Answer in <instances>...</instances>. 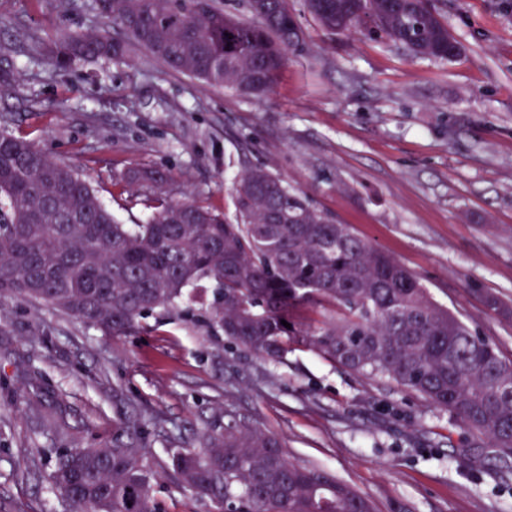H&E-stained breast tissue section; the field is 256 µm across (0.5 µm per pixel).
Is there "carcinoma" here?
<instances>
[{"label":"carcinoma","mask_w":512,"mask_h":512,"mask_svg":"<svg viewBox=\"0 0 512 512\" xmlns=\"http://www.w3.org/2000/svg\"><path fill=\"white\" fill-rule=\"evenodd\" d=\"M254 23L218 0H93L125 39L62 35V61L117 58L131 47L168 69L260 95L275 83L298 28L288 0H245ZM306 0L323 27L357 31L368 17L417 58H444L448 26L426 0ZM155 187L143 224H121L89 179L22 137L0 134V295L71 314L112 336L177 309L187 288L206 293L205 323L231 343L285 362L307 347L340 366L385 378L445 410L472 436L456 449L512 470V360L436 302L383 250L336 224L264 169L235 181L234 218L196 201H174L157 171L128 173ZM329 311L305 323L304 306ZM291 324L286 328L281 321ZM205 448L166 449L167 472L149 448L55 453L50 491L77 489L66 512H165L164 479L214 512H374L331 474L290 459L281 441L233 419Z\"/></svg>","instance_id":"1"}]
</instances>
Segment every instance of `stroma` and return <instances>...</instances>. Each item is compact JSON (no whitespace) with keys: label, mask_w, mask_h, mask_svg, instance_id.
<instances>
[{"label":"stroma","mask_w":512,"mask_h":512,"mask_svg":"<svg viewBox=\"0 0 512 512\" xmlns=\"http://www.w3.org/2000/svg\"><path fill=\"white\" fill-rule=\"evenodd\" d=\"M87 2L0 0V133L88 173L125 224L146 221L150 193L121 181L127 170L165 171L174 199L229 214L233 175L267 169L512 360V0H430L462 45L450 61L329 33L290 0L302 43L261 95L171 72L139 49L60 64L62 34H120ZM490 296L507 311L488 314ZM235 417L377 512H512V471L461 462L469 434L386 379L303 349L270 361L181 309L109 336L0 297V512H60L47 483L55 449L128 442L121 419L147 425L160 465Z\"/></svg>","instance_id":"stroma-1"}]
</instances>
